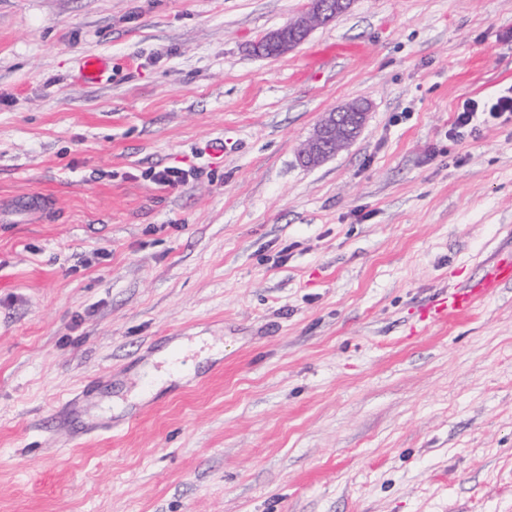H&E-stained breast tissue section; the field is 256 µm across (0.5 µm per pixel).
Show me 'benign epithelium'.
<instances>
[{
    "mask_svg": "<svg viewBox=\"0 0 512 512\" xmlns=\"http://www.w3.org/2000/svg\"><path fill=\"white\" fill-rule=\"evenodd\" d=\"M352 3L353 0H309L305 11L257 41L252 53L264 58L285 56L301 45L315 28L329 24L349 10ZM367 112L366 102L353 101L325 113L311 137L299 148L301 162L315 167L348 148L361 134Z\"/></svg>",
    "mask_w": 512,
    "mask_h": 512,
    "instance_id": "7a95c632",
    "label": "benign epithelium"
}]
</instances>
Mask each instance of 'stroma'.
I'll return each mask as SVG.
<instances>
[{
	"mask_svg": "<svg viewBox=\"0 0 512 512\" xmlns=\"http://www.w3.org/2000/svg\"><path fill=\"white\" fill-rule=\"evenodd\" d=\"M307 5L0 0V512H512V0ZM309 2L305 11L257 41L252 47L253 54L264 58L287 55L301 45L315 28L329 24L349 10L353 0H309ZM478 114L484 115L485 119L508 120L512 118V87L500 94L495 100L481 102L475 99L465 100L456 112L454 120L455 128H464L472 124L477 119ZM367 112L366 102L353 101L336 111L325 113L311 137L299 148L301 162L315 167L348 148L361 134ZM512 281V261L499 259L488 266L482 278L480 288H459L448 293L447 298L439 300L434 306V315L439 320H448L469 311L486 294H493L498 288Z\"/></svg>",
	"mask_w": 512,
	"mask_h": 512,
	"instance_id": "35a3bbf8",
	"label": "stroma"
}]
</instances>
